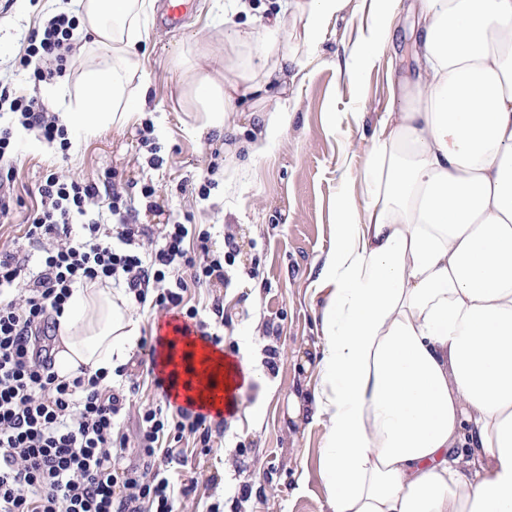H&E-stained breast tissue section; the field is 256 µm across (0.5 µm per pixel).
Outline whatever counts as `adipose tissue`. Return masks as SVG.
<instances>
[{
    "label": "adipose tissue",
    "mask_w": 512,
    "mask_h": 512,
    "mask_svg": "<svg viewBox=\"0 0 512 512\" xmlns=\"http://www.w3.org/2000/svg\"><path fill=\"white\" fill-rule=\"evenodd\" d=\"M293 50L259 46L262 70L205 62L189 94L222 130L255 112L264 151L288 124L277 90L296 82L349 0H278ZM395 0H370L371 26L348 47L375 65L393 34ZM99 55L81 71L62 121L92 136L138 119L136 50L153 0H80ZM413 78L390 77L395 103L373 138L371 189L336 212V242L315 281L326 296L320 380L288 400L291 418L325 422L321 477L331 512H512V0H418ZM55 370L126 364L140 322L127 296L92 284L57 318ZM197 400L211 410L241 393L238 365L202 355Z\"/></svg>",
    "instance_id": "ef3b65f1"
}]
</instances>
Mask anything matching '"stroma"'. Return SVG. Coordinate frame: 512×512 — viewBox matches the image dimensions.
<instances>
[{"mask_svg":"<svg viewBox=\"0 0 512 512\" xmlns=\"http://www.w3.org/2000/svg\"><path fill=\"white\" fill-rule=\"evenodd\" d=\"M410 5L402 0L397 11L392 48L350 80L338 75L336 57L370 23L365 0H351L304 69L301 87L288 101L287 128L259 156H248L241 144L253 135L252 110L266 107V100L254 98L248 111L227 113L225 132L197 136L202 114L185 92L179 52L206 49L214 78L223 79L224 33L238 30L250 39L244 51L251 67L259 68L256 40L291 42L286 30L273 26L276 0H190L180 27L150 21L138 45L148 83L138 120L92 137L71 135L68 150L23 127L16 114L0 112V125L13 131L15 177L13 211L0 223V249L22 250L30 267L39 265L44 252L26 240V220L50 171L102 186L115 181L141 223L155 230L177 221L196 225L209 232L215 254L225 252V230L236 237L232 285L192 286L185 299L209 321L224 319L225 342L256 379L212 451L188 448L179 473L197 485L179 512H206L212 503L222 512H330L320 475L327 428L290 419L288 398L318 380L315 369L304 366L323 343L325 297L312 283L335 242L337 203L366 192L372 134L391 107L389 71L408 75L416 68L407 52L415 24ZM59 12L73 15L77 8L73 0H14L8 12H0V77L37 94L53 113L75 99L79 72L93 51L91 33H82L63 78L35 81L32 70L16 61L28 32ZM147 124L153 133L146 143L140 131ZM155 153L164 160L158 169L149 163ZM187 180L194 187L185 191ZM149 181L156 188L151 210L139 190ZM255 265L261 274L254 279L248 272ZM271 347L278 351L272 367L265 363ZM213 473L221 475L219 485L208 484Z\"/></svg>","mask_w":512,"mask_h":512,"instance_id":"1","label":"stroma"}]
</instances>
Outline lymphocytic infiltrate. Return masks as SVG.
Segmentation results:
<instances>
[{"mask_svg":"<svg viewBox=\"0 0 512 512\" xmlns=\"http://www.w3.org/2000/svg\"><path fill=\"white\" fill-rule=\"evenodd\" d=\"M78 22L61 12L29 33L19 58L37 81L63 77L79 48ZM47 142L67 147V128L38 97L0 85V106ZM40 204L26 238L52 241L37 270L17 251L0 250V512H177L190 493L177 471L193 441L209 450L226 418L211 420L172 407V377H155V402L139 406L135 436L121 430L127 397L106 372L79 369L69 379L55 371V317L78 283L121 285L138 307L177 312L203 339L224 337L186 305L189 285L230 277L209 247V236L189 224H169L151 246L120 192L106 196L115 233L103 232L88 208L103 197L96 182L48 174L37 188ZM81 221L83 232L71 226Z\"/></svg>","mask_w":512,"mask_h":512,"instance_id":"lymphocytic-infiltrate-1","label":"lymphocytic infiltrate"}]
</instances>
